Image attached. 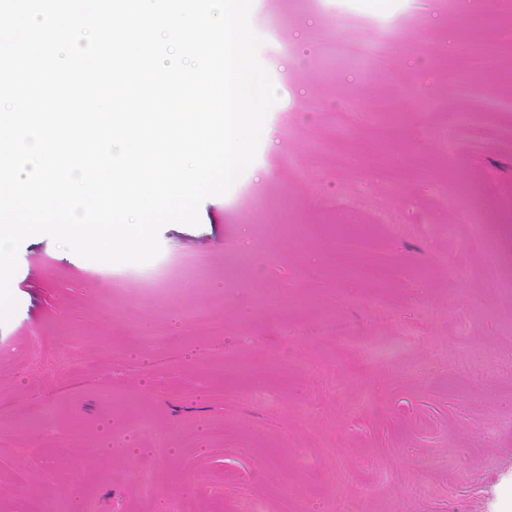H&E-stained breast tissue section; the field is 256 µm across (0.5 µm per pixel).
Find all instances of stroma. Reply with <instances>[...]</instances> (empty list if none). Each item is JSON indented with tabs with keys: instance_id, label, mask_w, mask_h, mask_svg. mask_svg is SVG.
Instances as JSON below:
<instances>
[{
	"instance_id": "obj_1",
	"label": "stroma",
	"mask_w": 512,
	"mask_h": 512,
	"mask_svg": "<svg viewBox=\"0 0 512 512\" xmlns=\"http://www.w3.org/2000/svg\"><path fill=\"white\" fill-rule=\"evenodd\" d=\"M485 3L252 0L278 99L199 224L143 264L19 248L0 512H512V0Z\"/></svg>"
}]
</instances>
